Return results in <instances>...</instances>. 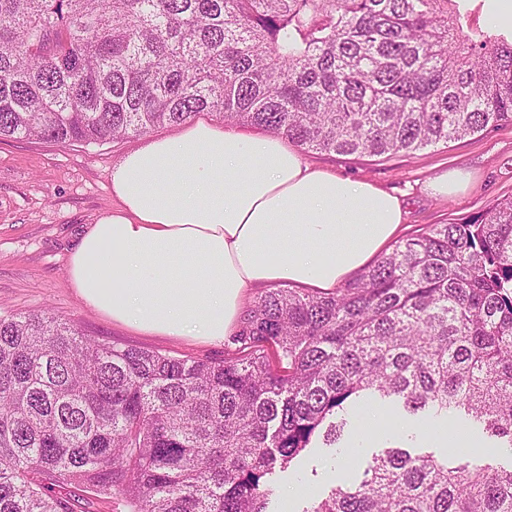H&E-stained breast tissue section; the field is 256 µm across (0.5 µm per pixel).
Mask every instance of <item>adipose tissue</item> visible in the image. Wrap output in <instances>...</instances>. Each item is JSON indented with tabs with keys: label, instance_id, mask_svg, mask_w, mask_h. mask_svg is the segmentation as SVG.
I'll return each instance as SVG.
<instances>
[{
	"label": "adipose tissue",
	"instance_id": "obj_1",
	"mask_svg": "<svg viewBox=\"0 0 512 512\" xmlns=\"http://www.w3.org/2000/svg\"><path fill=\"white\" fill-rule=\"evenodd\" d=\"M112 195L69 258L78 298L138 333L213 343L247 288H336L404 218L397 197L311 168L280 135L205 121L127 153Z\"/></svg>",
	"mask_w": 512,
	"mask_h": 512
}]
</instances>
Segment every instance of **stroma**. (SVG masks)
<instances>
[{
    "instance_id": "35a3bbf8",
    "label": "stroma",
    "mask_w": 512,
    "mask_h": 512,
    "mask_svg": "<svg viewBox=\"0 0 512 512\" xmlns=\"http://www.w3.org/2000/svg\"><path fill=\"white\" fill-rule=\"evenodd\" d=\"M177 126L152 130L150 136L128 137L100 145L58 144L42 139L0 141V315L48 312L75 324L85 336L120 346L158 350L171 356L221 361L236 344L225 337L219 344L185 337L143 336L113 323L84 306L67 278L69 254L83 229L108 213L113 205L112 171L128 152L148 137L176 134ZM311 167L372 182L400 198L404 222L397 237L406 239L431 224L458 223L480 215L494 201L512 196V123L414 153L369 157L334 152H307ZM459 170L469 180L452 196L435 194L431 182ZM400 439L379 437L369 447L313 448L303 457L299 479L276 473L271 504L282 489L292 491L298 508L309 507L327 492V473L335 456L345 457L344 476L353 478L372 455L400 446Z\"/></svg>"
}]
</instances>
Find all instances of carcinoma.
I'll return each instance as SVG.
<instances>
[{
	"mask_svg": "<svg viewBox=\"0 0 512 512\" xmlns=\"http://www.w3.org/2000/svg\"><path fill=\"white\" fill-rule=\"evenodd\" d=\"M454 0H0V139L101 144L201 112L389 156L512 121V39ZM222 362L0 316V512H269L275 471L371 403L512 448V198L431 224L330 293L273 288ZM467 448L372 455L302 512H512Z\"/></svg>",
	"mask_w": 512,
	"mask_h": 512,
	"instance_id": "carcinoma-1",
	"label": "carcinoma"
}]
</instances>
